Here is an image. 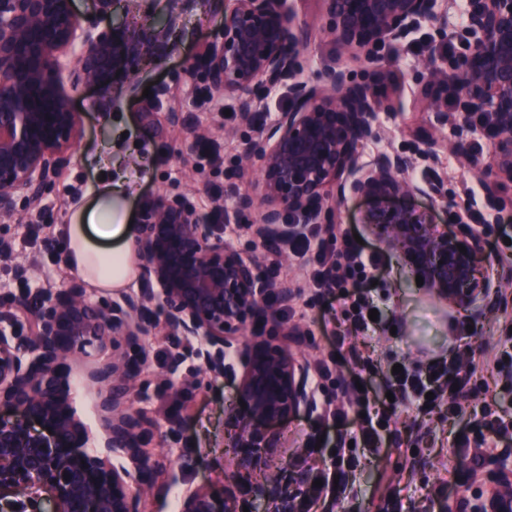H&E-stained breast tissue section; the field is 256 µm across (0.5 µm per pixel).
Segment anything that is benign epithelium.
<instances>
[{"mask_svg": "<svg viewBox=\"0 0 512 512\" xmlns=\"http://www.w3.org/2000/svg\"><path fill=\"white\" fill-rule=\"evenodd\" d=\"M324 2L338 52L364 54L366 71L333 67L301 79L308 31L291 0H234L221 33L186 73L218 98H233L238 120L257 128L227 179L229 206L205 211L188 195H151L134 234L137 288L92 302L71 283L0 306V512H43L40 497L29 494L33 488L53 501L54 512H143V497L164 491L143 448L152 419L132 408L148 355L122 353L145 336L172 342L170 376L188 358L203 376L240 373L242 428L251 441L242 469L264 465L254 444L273 443L269 426L314 410L308 370L288 348L306 344L307 330L295 324L279 342L269 340L297 292L224 243L227 224L248 225L253 248L281 252L292 235L338 223L337 202L362 199L370 203L364 223L390 238L438 297L463 309L479 296L494 297L479 276L484 235L472 228L435 234L427 213L400 201L422 193L448 199L441 177L422 186L407 173L430 158L451 106L457 122L448 149L480 178L486 208L497 210L503 180L512 182V0H467L466 23L452 31L444 0ZM433 21L416 98L431 112L430 125L414 131V153L383 152L363 167L358 150L376 138L378 113L395 111L388 48ZM165 33L157 26L102 27L78 14L72 0H0L1 216L20 202L37 208L70 163L78 116L68 88L94 85L107 104L116 103L118 87L136 88L143 57L176 50ZM450 42L455 57L435 64ZM282 88L288 107L269 119L268 98ZM476 134L495 149L491 171L473 151ZM255 159L259 175L244 186ZM109 347L112 362L89 368L85 378L100 392L106 455L118 459L112 465L84 451L88 432L71 405L72 356ZM254 492L274 501L277 512H291L276 486ZM511 504L510 465L501 467L496 503L479 505V512ZM238 508L233 488L216 495L201 487L182 497L179 512Z\"/></svg>", "mask_w": 512, "mask_h": 512, "instance_id": "1", "label": "benign epithelium"}]
</instances>
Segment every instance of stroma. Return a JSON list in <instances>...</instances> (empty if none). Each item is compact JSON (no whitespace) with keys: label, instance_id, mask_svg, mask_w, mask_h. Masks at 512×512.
Returning a JSON list of instances; mask_svg holds the SVG:
<instances>
[{"label":"stroma","instance_id":"obj_1","mask_svg":"<svg viewBox=\"0 0 512 512\" xmlns=\"http://www.w3.org/2000/svg\"><path fill=\"white\" fill-rule=\"evenodd\" d=\"M233 5L234 0H224L223 9ZM293 7L310 33L303 49L306 76L332 67L356 72L366 69L362 56L337 52L328 33L329 15L323 0H294ZM223 9H215L210 0H183L167 31L174 52L140 62V86H167L168 96L140 99L126 93L118 106L107 109L98 88L81 85L71 89L80 125L70 165L39 210L21 208L13 217L0 219V239L9 240L12 246L10 259H0V303L29 290L44 293L73 281L60 228L71 223L77 208L94 194L102 178L122 174L137 187L134 197L113 198L112 210L117 215H136L142 199L157 192L193 193L206 209L223 200L224 182L236 168L245 134L236 128L231 98H224L218 106L201 102L197 89L191 88L185 78L186 70L220 32ZM432 32V24H424L411 40L392 48V93L399 109L379 113L378 138L360 147L361 163L371 162L381 152L413 151L411 129L429 125L430 112L416 109L414 98L417 72ZM172 111L184 113L186 125L170 127L166 116ZM195 125L208 128L211 140L223 147L220 158L203 172L198 169L191 133ZM453 138V127H445L437 135L433 160L419 163L409 173L414 181L424 180L433 172L446 181L447 200L422 195L406 200L408 207L430 213L441 232H453L470 223L467 200L482 195L476 174L450 153L448 144ZM367 207L366 201L355 199L338 205L340 223L355 227L367 250L383 252L388 261L371 289L384 323L371 339L360 342V349L383 368L403 358L411 367L422 369L434 360L459 353L462 366L473 372L474 386L462 401L463 416L452 421L399 408L391 424L395 443L385 447L378 457L357 449L343 504L348 512H477L488 490L496 484L498 467L493 464L471 472L468 458L458 455L454 442L457 432L481 409H492L512 421V391L486 363L499 350L504 337L512 334V251L491 250L483 267L486 279L498 288L497 299L491 303L479 300L468 310H458L427 286L417 285L416 272L398 247L364 224ZM225 240L237 249L252 252L262 270L273 271L277 281L296 289L297 304L281 320L287 325H304L312 333V343L293 347L292 353L308 369L330 366L322 397L335 400L337 380H350L353 366L336 362V341L324 320L329 299L316 297L312 283V274L319 267L317 258L304 262L285 252L274 256L252 249L250 233L242 228L227 233ZM19 263L29 270L23 281L14 273ZM144 343L149 360L134 405L146 410L155 421L144 446L160 467V482L172 487L171 493L146 497L144 512H177L178 491L204 486L219 493L230 484L237 486L239 502L248 512H272V505L253 496L251 489L274 478L279 479L285 493L293 496L295 506H302L315 476L303 459L312 454L319 467H332L335 426L323 421L316 411L285 420L274 429V447L262 451L264 466L241 471L237 460L242 432L237 415L243 406L237 377L192 381L196 364L189 360L182 370L188 383L180 395H173L163 385L170 353L168 340L152 335ZM74 406L90 431L87 452L101 451L106 435L98 419L95 389L76 383ZM315 440L320 447L309 452L307 444ZM440 484L449 487L450 498L433 496V489Z\"/></svg>","mask_w":512,"mask_h":512}]
</instances>
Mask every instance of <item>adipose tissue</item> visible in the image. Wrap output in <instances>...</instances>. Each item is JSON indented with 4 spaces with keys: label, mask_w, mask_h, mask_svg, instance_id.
<instances>
[{
    "label": "adipose tissue",
    "mask_w": 512,
    "mask_h": 512,
    "mask_svg": "<svg viewBox=\"0 0 512 512\" xmlns=\"http://www.w3.org/2000/svg\"><path fill=\"white\" fill-rule=\"evenodd\" d=\"M125 180L106 184L89 201L78 223L65 225L63 238L71 270L96 288H118L128 278V247L133 231L112 216L113 197L127 196Z\"/></svg>",
    "instance_id": "obj_1"
}]
</instances>
